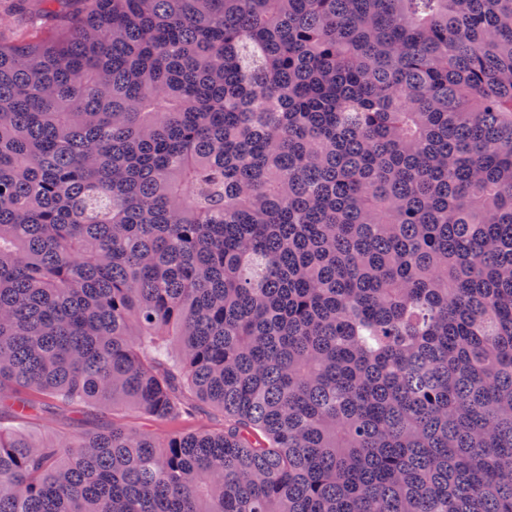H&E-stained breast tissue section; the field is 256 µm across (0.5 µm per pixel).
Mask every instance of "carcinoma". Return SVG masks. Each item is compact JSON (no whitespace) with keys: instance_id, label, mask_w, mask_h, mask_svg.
I'll list each match as a JSON object with an SVG mask.
<instances>
[{"instance_id":"carcinoma-1","label":"carcinoma","mask_w":512,"mask_h":512,"mask_svg":"<svg viewBox=\"0 0 512 512\" xmlns=\"http://www.w3.org/2000/svg\"><path fill=\"white\" fill-rule=\"evenodd\" d=\"M0 512H512V0H15ZM0 16L5 18L0 25V41L2 43L32 38L48 32L49 20H40L32 11H18L13 0H0ZM40 21H39V20ZM112 417L123 418L128 424L146 429L161 437L168 433L173 426L159 422L141 419L135 415L117 412L112 416V410L95 411L91 414H80L65 408L44 409L27 423L28 429L36 436L51 435L65 437L78 432L92 431L112 423ZM174 427L181 428L186 432L222 429L224 416L212 410L197 411L191 416L184 417Z\"/></svg>"}]
</instances>
